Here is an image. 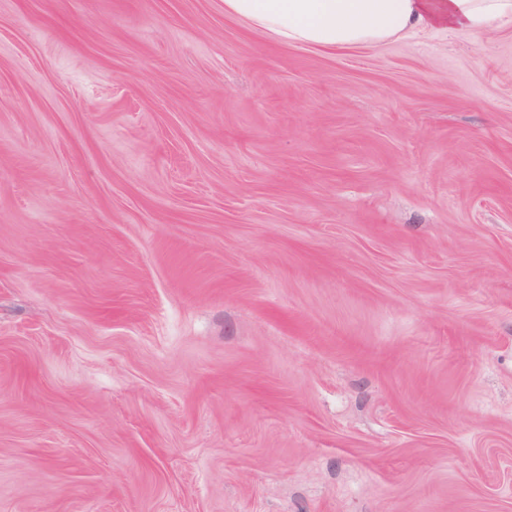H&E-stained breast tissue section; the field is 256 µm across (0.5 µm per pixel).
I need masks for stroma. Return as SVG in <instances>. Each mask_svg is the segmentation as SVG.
<instances>
[{
    "mask_svg": "<svg viewBox=\"0 0 512 512\" xmlns=\"http://www.w3.org/2000/svg\"><path fill=\"white\" fill-rule=\"evenodd\" d=\"M0 512H512V27L0 0Z\"/></svg>",
    "mask_w": 512,
    "mask_h": 512,
    "instance_id": "1",
    "label": "stroma"
}]
</instances>
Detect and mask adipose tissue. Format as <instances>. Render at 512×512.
I'll return each mask as SVG.
<instances>
[{
  "instance_id": "ef3b65f1",
  "label": "adipose tissue",
  "mask_w": 512,
  "mask_h": 512,
  "mask_svg": "<svg viewBox=\"0 0 512 512\" xmlns=\"http://www.w3.org/2000/svg\"><path fill=\"white\" fill-rule=\"evenodd\" d=\"M224 13L276 41L378 46L414 30L476 36L512 26V0H224Z\"/></svg>"
}]
</instances>
